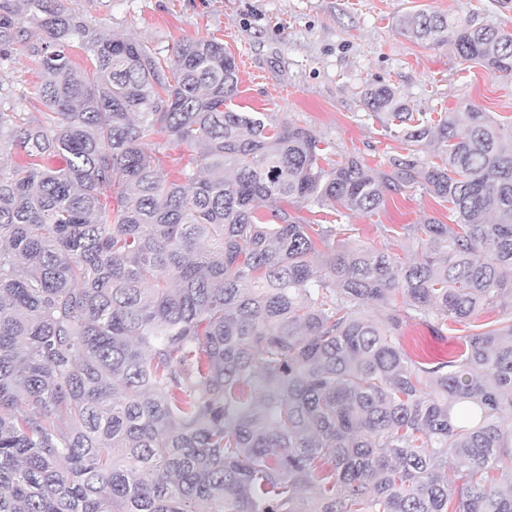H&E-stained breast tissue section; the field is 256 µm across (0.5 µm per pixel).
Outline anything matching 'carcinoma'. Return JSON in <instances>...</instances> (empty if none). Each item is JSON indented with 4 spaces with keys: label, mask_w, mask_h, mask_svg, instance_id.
I'll list each match as a JSON object with an SVG mask.
<instances>
[{
    "label": "carcinoma",
    "mask_w": 512,
    "mask_h": 512,
    "mask_svg": "<svg viewBox=\"0 0 512 512\" xmlns=\"http://www.w3.org/2000/svg\"><path fill=\"white\" fill-rule=\"evenodd\" d=\"M398 25L512 75L511 27ZM19 51L45 112L0 104V512H512V311L446 364L400 343L512 300V125L368 87L411 150L324 168L310 129L228 105L214 37L164 57L63 0H0V66ZM170 143L191 152L172 180ZM415 186L454 223L403 225L405 256L292 213Z\"/></svg>",
    "instance_id": "obj_1"
}]
</instances>
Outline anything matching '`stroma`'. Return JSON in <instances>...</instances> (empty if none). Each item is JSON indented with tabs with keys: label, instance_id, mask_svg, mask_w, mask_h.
<instances>
[{
	"label": "stroma",
	"instance_id": "35a3bbf8",
	"mask_svg": "<svg viewBox=\"0 0 512 512\" xmlns=\"http://www.w3.org/2000/svg\"><path fill=\"white\" fill-rule=\"evenodd\" d=\"M103 36L144 42L171 56L184 40L216 37L235 58L242 112H264L276 122L310 128L328 145L327 156L357 157L374 169L404 153L383 119L368 116L361 99L366 85L396 88L411 112L439 118L471 106L496 121L512 124V76L502 77L479 63L461 59L451 45L432 46L402 35L397 18L425 10L476 25L512 21V0H65ZM29 58L15 56L0 88L18 110L38 116L30 104L35 82ZM433 218L453 220L448 202L421 188L389 195L384 208L354 214L326 208L311 214L313 224H344L346 245H384L398 254L411 251L404 225ZM473 326L451 323L433 331L423 321L404 327L401 345L422 367L459 354Z\"/></svg>",
	"mask_w": 512,
	"mask_h": 512
}]
</instances>
